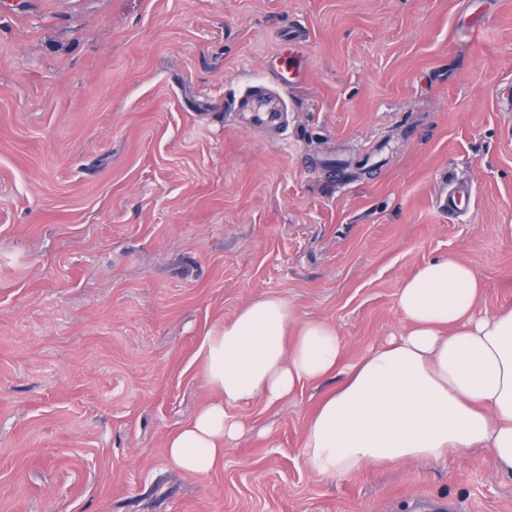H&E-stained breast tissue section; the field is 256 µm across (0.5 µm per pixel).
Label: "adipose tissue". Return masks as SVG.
Here are the masks:
<instances>
[{"label": "adipose tissue", "mask_w": 512, "mask_h": 512, "mask_svg": "<svg viewBox=\"0 0 512 512\" xmlns=\"http://www.w3.org/2000/svg\"><path fill=\"white\" fill-rule=\"evenodd\" d=\"M479 294L468 264L429 259L398 292L402 330L349 364L331 323L297 322L278 296L249 303L202 337L194 360L214 397L168 438L169 460L211 472L245 432L237 406L273 405L338 374L307 426L303 461L313 474L343 479L482 449L512 473V306L480 313Z\"/></svg>", "instance_id": "adipose-tissue-1"}]
</instances>
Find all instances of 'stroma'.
<instances>
[{
    "label": "stroma",
    "instance_id": "stroma-1",
    "mask_svg": "<svg viewBox=\"0 0 512 512\" xmlns=\"http://www.w3.org/2000/svg\"><path fill=\"white\" fill-rule=\"evenodd\" d=\"M252 89L276 123L229 109ZM511 90L512 0H0V512H512L487 450L311 473L330 377L236 407L210 473L165 448L212 397L202 336L257 298L349 363L431 258L512 306ZM472 197V186L465 181H456L449 190H444L437 199L440 211L449 216L459 217L468 209Z\"/></svg>",
    "mask_w": 512,
    "mask_h": 512
}]
</instances>
